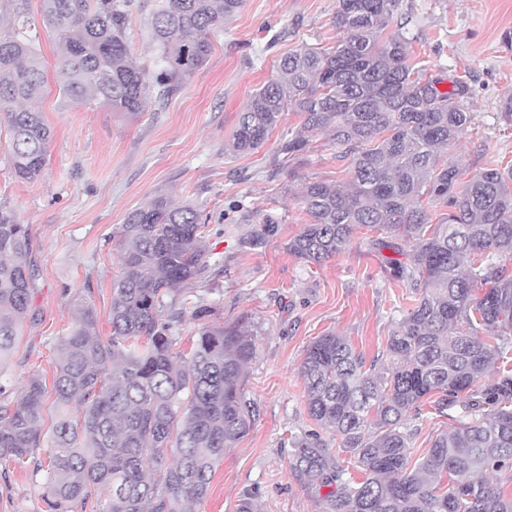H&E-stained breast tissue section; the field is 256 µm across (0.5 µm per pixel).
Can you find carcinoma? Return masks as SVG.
<instances>
[{"label":"carcinoma","mask_w":512,"mask_h":512,"mask_svg":"<svg viewBox=\"0 0 512 512\" xmlns=\"http://www.w3.org/2000/svg\"><path fill=\"white\" fill-rule=\"evenodd\" d=\"M40 2L37 20L29 0H0V131L12 172L25 182L40 177L51 140L37 106L44 72L36 24L58 39L67 104L97 101L135 117L206 62L211 33L243 4ZM396 7L397 0H337L336 46L302 45L282 57L233 134V152H253L292 110L303 121L279 140L282 162L309 152L318 135L348 162L344 184L302 187L309 222L286 243L296 258L320 265L362 228L379 233L367 239L372 247L400 254L405 242L411 251L408 264L384 258L413 297L388 337L387 364L366 365L334 333L307 348L301 374L314 428L292 440L289 469L318 491L328 488L324 512H512V494L488 479L512 480V166L462 182L441 160L470 123L459 104L469 88L455 81L443 91L444 78L409 62L404 23L387 31ZM134 15L145 16L155 47L151 74L127 43ZM428 205L444 209L435 224ZM201 218L193 205L157 197L116 228L111 333L96 334L91 307L74 314L56 348L50 433L38 371L16 397L0 384V459L41 478L46 512H69L77 501L93 502L95 512H189L253 425L257 406L243 375L256 355L254 332L213 325L205 298L190 304L180 296L188 285H215ZM278 232L266 217L251 225L240 251L263 248ZM31 253L28 225L1 207L0 365L30 308ZM189 319L197 330L186 353L180 333ZM432 396L436 413H457L456 426L416 458L409 424Z\"/></svg>","instance_id":"obj_1"}]
</instances>
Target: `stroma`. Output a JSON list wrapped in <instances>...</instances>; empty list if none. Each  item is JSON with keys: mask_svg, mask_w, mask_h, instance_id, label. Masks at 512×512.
<instances>
[{"mask_svg": "<svg viewBox=\"0 0 512 512\" xmlns=\"http://www.w3.org/2000/svg\"><path fill=\"white\" fill-rule=\"evenodd\" d=\"M336 0H244L241 11L212 37L205 64L156 108L129 118L92 103L68 106L55 78L57 43L39 30L46 84L40 110L52 131L46 165L37 181L14 178L0 136V206L28 224L37 287L30 312L0 377L21 386L29 371L52 381L56 346L68 334L80 304L90 305L99 336H108L112 277L120 251L113 233L128 214L163 196L201 208L211 259L237 253L209 294L215 324L248 320L257 353L245 388L259 415L249 433L224 454L207 496L191 512H238L252 493L254 512H322L324 502L289 470L290 437L312 428L300 365L309 344L334 332L366 360L385 359L388 337L411 306L403 283L383 259L355 243L322 265L307 264L285 244L308 221L297 195L308 180L346 179L344 162L316 141L302 159L274 161L283 130L299 128L290 112L279 130L251 154L224 150L252 93L289 51L306 44L335 46ZM397 17L413 60L443 89L469 87L471 123L460 144L445 152L465 178L512 164V0H399ZM254 220L274 216L280 231L266 248L238 253ZM42 490L30 470L0 477V512H44Z\"/></svg>", "mask_w": 512, "mask_h": 512, "instance_id": "1", "label": "stroma"}]
</instances>
